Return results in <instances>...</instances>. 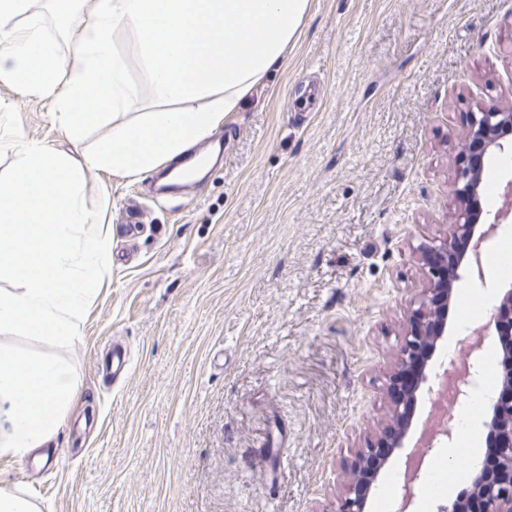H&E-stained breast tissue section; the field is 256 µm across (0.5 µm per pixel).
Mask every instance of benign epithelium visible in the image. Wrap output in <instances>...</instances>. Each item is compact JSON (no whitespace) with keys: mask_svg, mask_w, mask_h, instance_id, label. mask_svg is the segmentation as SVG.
Returning a JSON list of instances; mask_svg holds the SVG:
<instances>
[{"mask_svg":"<svg viewBox=\"0 0 512 512\" xmlns=\"http://www.w3.org/2000/svg\"><path fill=\"white\" fill-rule=\"evenodd\" d=\"M512 131V105L505 108L486 105L470 114L463 150L474 144L482 146L490 155L505 150L503 130ZM483 184L482 168L463 167L454 180V194L459 202L454 221L448 225V234L430 245L421 247L422 264L427 268V283L414 308L406 319L404 342L400 346L390 376L392 389H397L404 374L413 375L410 387L393 399L388 422L379 432L377 446L358 454L350 477L344 482V493L337 502L336 512H367L369 494L364 485L377 483L389 458L408 444L419 393L436 380L428 363L439 343L448 335V309L452 304L454 289L451 285L468 273L484 279L482 252L484 245L493 239L509 218H512V177L502 186L501 205L485 224L479 223L480 211L475 207ZM469 241L466 252L457 250V241ZM497 337L503 358L512 365V281H508L499 294L498 304L490 320L476 327L471 334L459 339L463 357L451 370L453 405L460 406L468 398L470 379L484 348L485 337ZM489 451L498 459L496 474L492 477L476 470L470 484L456 496L442 502L437 512H468L465 504L476 498L481 502V512H512V382L502 395L493 400L482 414L480 421ZM454 426L451 415L443 411L430 417L414 450L406 456L408 477L401 489L396 512H409L416 493L425 478L422 464L416 459L419 452H428L444 442L453 440Z\"/></svg>","mask_w":512,"mask_h":512,"instance_id":"7a95c632","label":"benign epithelium"}]
</instances>
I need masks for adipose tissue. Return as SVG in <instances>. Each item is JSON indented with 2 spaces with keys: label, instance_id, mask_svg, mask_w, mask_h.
<instances>
[{
  "label": "adipose tissue",
  "instance_id": "ef3b65f1",
  "mask_svg": "<svg viewBox=\"0 0 512 512\" xmlns=\"http://www.w3.org/2000/svg\"><path fill=\"white\" fill-rule=\"evenodd\" d=\"M65 2V43L47 36L35 0H0V80L49 100L53 120L79 150L66 153L17 133L0 114V334L66 343L108 280L112 226L87 205L84 173L109 168L139 180L240 111L286 59L311 0H50ZM131 36L151 109L130 113L135 94L114 42ZM108 124L93 149L85 132ZM78 389L71 366L0 343V456L22 457L58 430Z\"/></svg>",
  "mask_w": 512,
  "mask_h": 512
}]
</instances>
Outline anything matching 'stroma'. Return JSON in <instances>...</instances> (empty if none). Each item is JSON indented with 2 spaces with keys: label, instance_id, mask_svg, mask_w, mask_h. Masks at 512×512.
<instances>
[{
  "label": "stroma",
  "instance_id": "35a3bbf8",
  "mask_svg": "<svg viewBox=\"0 0 512 512\" xmlns=\"http://www.w3.org/2000/svg\"><path fill=\"white\" fill-rule=\"evenodd\" d=\"M509 101L512 0H312L284 65L196 144L224 157L184 194L87 171L110 282L75 341L0 339L79 383L52 465L0 457V481L42 512H334L389 416L469 116ZM0 106L70 150L45 100L0 81Z\"/></svg>",
  "mask_w": 512,
  "mask_h": 512
}]
</instances>
